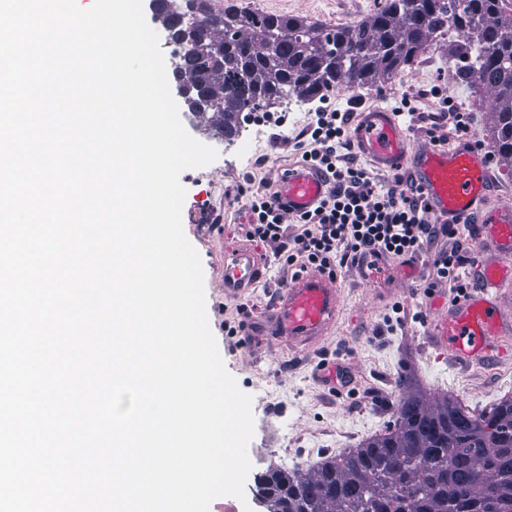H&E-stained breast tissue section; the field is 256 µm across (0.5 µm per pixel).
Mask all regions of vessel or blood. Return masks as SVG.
Listing matches in <instances>:
<instances>
[{
  "mask_svg": "<svg viewBox=\"0 0 512 512\" xmlns=\"http://www.w3.org/2000/svg\"><path fill=\"white\" fill-rule=\"evenodd\" d=\"M355 139L365 156L389 169L411 166L421 184L431 215L442 224H463L481 212L488 241L497 252L512 254V206L483 210L487 166L467 143L410 150L391 112L382 108L363 114ZM280 202L289 213L311 210L325 194L327 182L310 167L295 166L282 177ZM262 271L253 251L237 249L224 255L219 281L230 291L256 283ZM512 283V264L489 263L476 287L438 308L427 322V334L441 356L470 365L506 354L512 321L500 306L504 285ZM340 297L335 278L326 270H301L283 289L269 316L272 336L291 346L309 345L325 336L336 317Z\"/></svg>",
  "mask_w": 512,
  "mask_h": 512,
  "instance_id": "vessel-or-blood-1",
  "label": "vessel or blood"
}]
</instances>
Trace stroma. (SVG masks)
Returning a JSON list of instances; mask_svg holds the SVG:
<instances>
[{"mask_svg":"<svg viewBox=\"0 0 512 512\" xmlns=\"http://www.w3.org/2000/svg\"><path fill=\"white\" fill-rule=\"evenodd\" d=\"M236 6L259 13L294 15L331 26L346 25L356 15H370L382 0H232ZM431 44L412 66L388 80L346 91L343 85L327 90L332 104L344 112L372 108L392 109L402 95L412 99L413 112L400 117L411 146L428 145L431 135L448 144L467 138L481 147L488 164L486 197L489 206L512 205V163L494 148V116L490 98L476 99L461 85L455 66L449 65L452 42ZM316 102H299L284 126L270 125L261 144L263 159L250 163L236 155V143L207 134L190 113L180 118L191 136L218 152L214 175L204 178L200 169L182 172L186 189L182 209L183 229L196 248L204 271L206 311L227 371L239 388L259 397L269 396L267 408L254 410L252 468L246 478L270 466L310 468L319 460L358 446L365 438L383 433L395 419L397 404L407 382H414L434 397L452 396L471 412L490 409L512 396V355L484 364L456 366L438 357L430 344L425 323L434 305H447L449 286L424 296L429 273L426 257L406 264L405 273L386 288L378 287L358 269L348 266L337 273L340 305L328 336L316 346L293 350L274 337H260L258 344L242 343L227 335L225 325H237L243 313L257 316L266 310L279 286L288 283L294 268L281 266L265 247L268 268L255 287L232 296L220 290L217 279L222 254L241 241V223L249 216L247 189L265 182L278 183L288 168L298 165L296 146L314 118ZM470 115L467 134H459L453 113ZM345 365L352 382L333 391L321 380L323 363Z\"/></svg>","mask_w":512,"mask_h":512,"instance_id":"35a3bbf8","label":"stroma"}]
</instances>
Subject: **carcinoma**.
I'll use <instances>...</instances> for the list:
<instances>
[{"instance_id": "cac0c4a2", "label": "carcinoma", "mask_w": 512, "mask_h": 512, "mask_svg": "<svg viewBox=\"0 0 512 512\" xmlns=\"http://www.w3.org/2000/svg\"><path fill=\"white\" fill-rule=\"evenodd\" d=\"M499 0H384L362 23L325 27L214 0H161L177 82L209 134L233 140L243 113L310 101L338 82L362 86L414 63L453 28L456 70L493 103L495 150L512 162V17ZM196 15L191 29L183 15ZM255 499L267 512H512V398L473 414L408 389L392 425L307 470L269 468Z\"/></svg>"}]
</instances>
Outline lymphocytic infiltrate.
I'll use <instances>...</instances> for the list:
<instances>
[{"instance_id":"obj_1","label":"lymphocytic infiltrate","mask_w":512,"mask_h":512,"mask_svg":"<svg viewBox=\"0 0 512 512\" xmlns=\"http://www.w3.org/2000/svg\"><path fill=\"white\" fill-rule=\"evenodd\" d=\"M347 121V113L323 104L304 132L302 160L325 175L329 188L318 206L297 215L302 232L285 242L287 218L276 193L262 187L252 195L246 235L262 245H280L289 264L332 268L348 263L363 275L381 276L397 260L433 249L435 240L454 227L434 222L415 179L397 174L377 183L366 169L354 167ZM434 251L429 288L447 283L464 294L470 279L458 251Z\"/></svg>"}]
</instances>
